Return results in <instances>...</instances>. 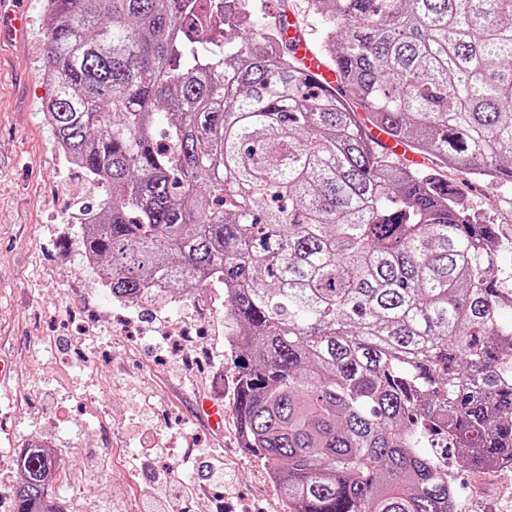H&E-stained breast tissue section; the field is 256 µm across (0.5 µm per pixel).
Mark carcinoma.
Returning a JSON list of instances; mask_svg holds the SVG:
<instances>
[{"mask_svg": "<svg viewBox=\"0 0 512 512\" xmlns=\"http://www.w3.org/2000/svg\"><path fill=\"white\" fill-rule=\"evenodd\" d=\"M305 7L335 91L263 0H45L42 110L107 190L82 254L121 302L224 284L240 444L288 512H457L439 450L512 468V240L449 178L512 185V0ZM20 461L11 512H61L57 455Z\"/></svg>", "mask_w": 512, "mask_h": 512, "instance_id": "1", "label": "carcinoma"}]
</instances>
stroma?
Returning <instances> with one entry per match:
<instances>
[{
	"mask_svg": "<svg viewBox=\"0 0 512 512\" xmlns=\"http://www.w3.org/2000/svg\"><path fill=\"white\" fill-rule=\"evenodd\" d=\"M28 20L20 42L0 36V512H10L16 457L46 439L63 463L65 512H143L168 477L194 487L185 512H288L260 459L239 443L225 367L224 286L201 297L118 302L83 261L69 217L103 194L58 151L42 110L44 0H16ZM474 208L512 237V188L467 182ZM164 320L192 331L188 365ZM223 403L213 431L199 399ZM209 460L224 482L208 484ZM458 512H512V469L473 470L448 451Z\"/></svg>",
	"mask_w": 512,
	"mask_h": 512,
	"instance_id": "1",
	"label": "stroma"
}]
</instances>
